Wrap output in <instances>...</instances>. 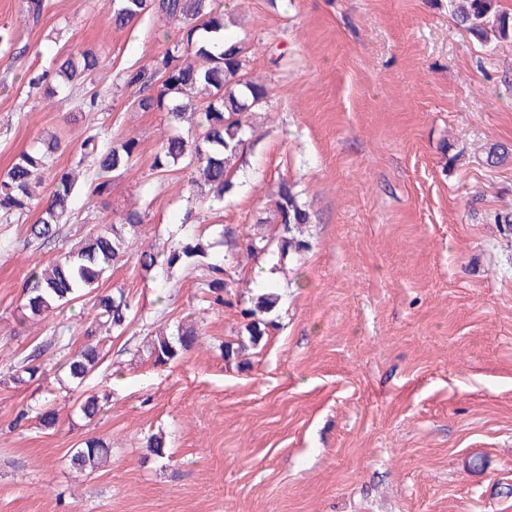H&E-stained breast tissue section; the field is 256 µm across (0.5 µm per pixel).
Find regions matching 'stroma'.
I'll return each mask as SVG.
<instances>
[{
  "label": "stroma",
  "mask_w": 512,
  "mask_h": 512,
  "mask_svg": "<svg viewBox=\"0 0 512 512\" xmlns=\"http://www.w3.org/2000/svg\"><path fill=\"white\" fill-rule=\"evenodd\" d=\"M24 5L0 0L13 37L0 42V173L47 134L59 166L84 170L89 127L135 135L139 159L108 198L78 188L64 247L147 191L136 248L205 234L235 286L211 306L188 270L166 278L128 257L99 288L123 291L138 317L78 388L59 365L86 344L94 296L21 321L22 284L52 253L23 221L0 223V512H512V224L499 221L512 157L487 160L512 150V38L478 40L453 0H224L269 97L232 190L208 225H186L184 175L151 167L176 128L133 111L118 80L176 28L152 12L111 27L105 0H44L36 22ZM86 48L100 68L43 107L30 73ZM94 92L99 110L83 111ZM284 180L310 215L292 230L306 250L238 252L245 237L280 236ZM267 289L278 299L255 345L243 311ZM181 323L198 343L154 365L150 333ZM57 330L64 350L42 380L12 383L10 363ZM228 341L238 356L225 358ZM83 390L105 398L91 420L73 409ZM49 401L47 430L36 414ZM91 437L112 458L82 472L71 457Z\"/></svg>",
  "instance_id": "35a3bbf8"
}]
</instances>
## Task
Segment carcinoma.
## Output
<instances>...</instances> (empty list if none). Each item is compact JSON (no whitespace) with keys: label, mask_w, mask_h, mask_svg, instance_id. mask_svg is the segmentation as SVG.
<instances>
[{"label":"carcinoma","mask_w":512,"mask_h":512,"mask_svg":"<svg viewBox=\"0 0 512 512\" xmlns=\"http://www.w3.org/2000/svg\"><path fill=\"white\" fill-rule=\"evenodd\" d=\"M111 25L123 28L148 11L155 12L178 26L177 38L167 42L162 53L144 67H129L118 80L125 86L138 88L131 102L136 112H167L175 125H188L187 133L168 136L154 154L153 170L166 173L180 170L187 177L191 199L198 211L187 210L183 222L208 221L205 206L224 199L233 187L232 178L247 138L244 114L255 112L266 103V85L247 76L244 69L245 42L225 36L228 31L224 0H106ZM456 14L460 26L474 37L512 38V14L495 10V0H459ZM100 56L91 50L75 55L69 53L55 61L53 75L31 74L29 85L44 90L46 98L55 97L58 89L73 88L84 82L85 76L98 69ZM60 140L52 135L42 138L39 145L21 152L0 174V222L28 214L43 174L52 171V195L29 224V238L42 248H54L60 241L62 225L71 213L75 177L72 170L55 166ZM83 157L91 159L94 175L88 191L95 198L112 193V179L131 170L139 155L136 137L112 139L95 129L83 141ZM146 202L142 209H128L102 230H91L85 239L69 251L57 254L26 277L22 289V317L39 321L52 310L82 297L85 290L99 287L100 280L115 265L126 260L132 242L138 237L147 216ZM275 212L282 235L277 242L267 239H245L241 248L252 256L276 248L281 256L289 249L300 251L303 244L289 236L292 226L309 223V213L298 203L288 182L280 183ZM208 247L198 237H186L169 250L156 252L150 248L138 254V263L146 268H158L165 273L176 267L198 272V286L205 301L227 304L231 295L229 268L222 262L207 261ZM276 303L272 294L258 297L255 308L249 310L253 322L248 332L257 344L265 335L266 322L258 313ZM95 316L87 335L100 330L122 334L136 316L134 305L124 294H98L94 301ZM199 341L193 326L179 325L171 336L151 340L150 354L157 364H167L179 353L190 350ZM62 348V338L54 337L34 345L29 352L17 357L11 366V381L28 383L44 374L45 357L52 349ZM107 345L102 341L88 344L77 355L62 363L68 378L81 385L105 360ZM79 411L88 419L101 411L99 396L89 394L79 400ZM112 449L101 439L90 438L72 456L80 470H94L107 462Z\"/></svg>","instance_id":"1"}]
</instances>
